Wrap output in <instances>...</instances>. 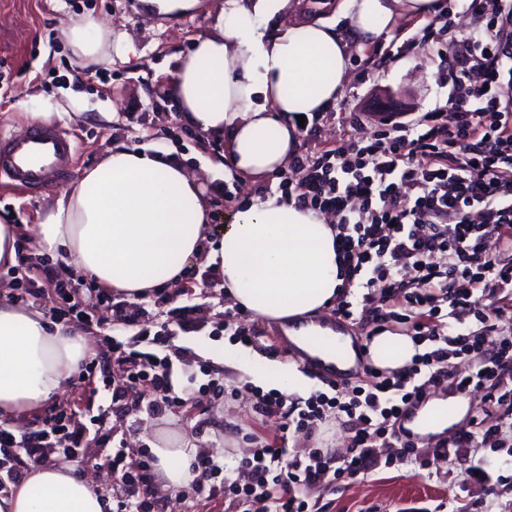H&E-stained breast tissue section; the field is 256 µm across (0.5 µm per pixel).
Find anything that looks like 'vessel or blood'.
<instances>
[{
	"instance_id": "vessel-or-blood-1",
	"label": "vessel or blood",
	"mask_w": 512,
	"mask_h": 512,
	"mask_svg": "<svg viewBox=\"0 0 512 512\" xmlns=\"http://www.w3.org/2000/svg\"><path fill=\"white\" fill-rule=\"evenodd\" d=\"M76 154L75 138L55 125L35 127L23 140L0 132V184L39 189L68 170ZM323 332L344 335V320L291 323L282 329L281 335L290 347L298 349L307 367L324 379L351 381L363 360L361 346L347 342L339 349L327 350L319 342Z\"/></svg>"
}]
</instances>
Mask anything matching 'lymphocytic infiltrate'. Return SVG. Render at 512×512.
Listing matches in <instances>:
<instances>
[{"label": "lymphocytic infiltrate", "instance_id": "obj_1", "mask_svg": "<svg viewBox=\"0 0 512 512\" xmlns=\"http://www.w3.org/2000/svg\"><path fill=\"white\" fill-rule=\"evenodd\" d=\"M458 12L485 14L489 21L461 41L445 107L412 124L386 120L374 139L353 137L298 158L300 193H293L289 177L279 183L301 207L341 216L336 238L347 287L336 299L337 315L364 320L377 334L392 322L407 325L430 351L387 374L370 369V387L334 382L329 392L302 404L281 392L258 393L255 412L280 414L289 427L313 431L330 412L344 414L354 431L348 454L338 462L317 448L307 459L289 461L285 449L267 445L241 462L248 484L218 487L207 480L220 474V466L199 457L192 464L197 493L245 497L250 512H306L300 492L325 473L337 479L367 475L377 448L399 449L405 459L418 456L399 422L406 405L443 383L461 393L483 390L499 414L495 425L473 419L486 445L497 446L502 427L512 428V340L500 329L512 308L492 302L496 292L512 288V262L501 259L512 252V0H438L437 20ZM402 183L409 194L400 193ZM475 207L477 223L471 219ZM492 241L500 257H489ZM471 318L480 331L452 333L453 325ZM112 357L150 411L191 403V393L175 390L170 357L129 350L119 341ZM459 357L475 362L471 374L450 373L449 359ZM86 444L85 427L62 417L50 422L44 437L1 428L0 491L19 482L25 468L68 460ZM111 464L123 484L116 512H153L149 461H129L119 450Z\"/></svg>", "mask_w": 512, "mask_h": 512}]
</instances>
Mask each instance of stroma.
I'll use <instances>...</instances> for the list:
<instances>
[{"mask_svg":"<svg viewBox=\"0 0 512 512\" xmlns=\"http://www.w3.org/2000/svg\"><path fill=\"white\" fill-rule=\"evenodd\" d=\"M87 14L127 36L135 56L125 59L113 54L101 63L81 66L60 40L58 29L69 19ZM213 19L204 6L173 18L151 16L140 0H0V130L14 138L31 131L25 110L17 105L28 94L34 108L48 102L62 104L54 121L78 136L72 176L95 165L115 143L138 149L174 147L187 167L207 165L223 155L224 140L201 133L183 119L169 84L180 60L192 51L195 38L211 30ZM486 22V17L464 14L455 19L450 33L427 39L422 23L410 18L396 27L399 49L390 58H383L373 44L353 50L351 78L341 99L324 114L313 136L301 137L298 154L336 148L352 135L372 137L376 113L392 112L413 120L445 104L449 87L442 70L454 63L460 40L483 29ZM343 112L360 113L362 125L354 128L342 123ZM278 184L274 175L256 183L243 181L228 166L211 177L204 197L220 224L235 205L276 192ZM68 185L64 179L38 192L0 186V217L18 225L20 249L33 263L48 265L58 278L65 275L59 257L51 250H37L31 229L55 194ZM82 284L79 302L93 319L73 320L69 327L92 340L94 372L109 375L110 390L93 395L72 378L64 393L50 399L41 411L5 418L4 424L15 432L29 433L40 429L45 416L61 410L77 412L83 423L106 411L97 435L90 437L87 448L71 463L74 474L97 479V488L105 496L120 492L116 482L105 479L112 471L108 460L113 452L123 447L130 457L147 458L163 433L193 438L200 455L213 457L228 475L241 459L266 444H284L291 459L306 458L316 448L329 450L338 460L347 454L352 432L344 415H330L311 433L295 428L282 431L278 414L255 413V392L267 389L266 376L273 363L285 366L298 357L277 336L276 323L239 309L220 288H191L188 302L196 307L199 330L169 337L164 349L175 358L176 387H189L195 396L189 414L140 411V394L125 387L121 375L112 370V312L100 306L90 279ZM126 307L141 310L142 316L139 326L123 331L122 341L133 350L154 351L151 336L166 322L168 305L149 296L127 302ZM229 314L249 324L252 344H240L225 334ZM212 380L223 384V395L208 390ZM120 387L127 402L123 409L111 402L112 389ZM465 400V414L448 429L449 437L462 440L463 445L451 450L440 469L422 468L414 460L397 464L395 449L381 448L379 465L366 477L337 481L328 475L306 489L310 512H360L367 506L373 512H483L487 501L493 512H512V447L492 450L467 439L471 420L483 414L486 405L479 389L467 393ZM477 465L491 474L490 483L471 479Z\"/></svg>","mask_w":512,"mask_h":512,"instance_id":"35a3bbf8","label":"stroma"}]
</instances>
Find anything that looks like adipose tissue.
<instances>
[{
  "instance_id": "1",
  "label": "adipose tissue",
  "mask_w": 512,
  "mask_h": 512,
  "mask_svg": "<svg viewBox=\"0 0 512 512\" xmlns=\"http://www.w3.org/2000/svg\"><path fill=\"white\" fill-rule=\"evenodd\" d=\"M436 0H339L342 26L316 18L272 25L291 0H224L212 31L198 36L180 64L170 94L185 119L222 136L243 179L257 182L293 157L301 112H326L340 100L351 69L349 38L373 43L401 19L430 22ZM59 33L82 65L99 63L112 40L103 20L86 15ZM204 178L168 154L122 144L60 191L38 223V247L59 251L67 272L137 300L171 283L201 258L220 270L234 304L271 320L322 311L343 278L335 225L280 194L236 206L219 230L203 197ZM421 347L406 334L372 337L376 367L398 369ZM87 338L49 328L41 314L0 302V416L39 410L90 356ZM153 473L165 490L186 489L197 454L189 440L154 447ZM111 501L70 466H36L0 497V512H110Z\"/></svg>"
}]
</instances>
